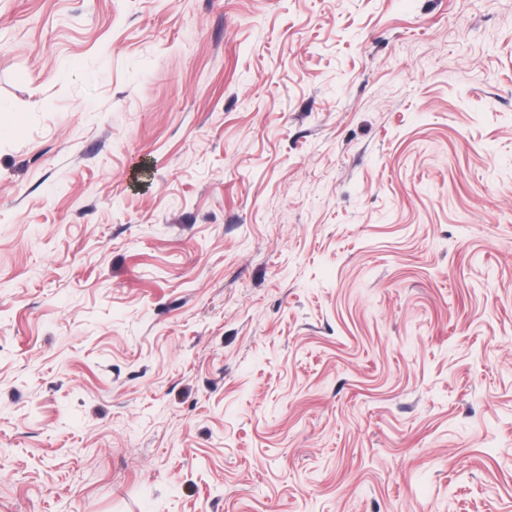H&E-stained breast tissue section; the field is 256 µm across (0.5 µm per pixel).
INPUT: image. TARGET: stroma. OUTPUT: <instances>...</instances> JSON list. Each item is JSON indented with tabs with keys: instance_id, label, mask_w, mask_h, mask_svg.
I'll return each mask as SVG.
<instances>
[{
	"instance_id": "1",
	"label": "stroma",
	"mask_w": 512,
	"mask_h": 512,
	"mask_svg": "<svg viewBox=\"0 0 512 512\" xmlns=\"http://www.w3.org/2000/svg\"><path fill=\"white\" fill-rule=\"evenodd\" d=\"M0 512H512V0H0Z\"/></svg>"
}]
</instances>
